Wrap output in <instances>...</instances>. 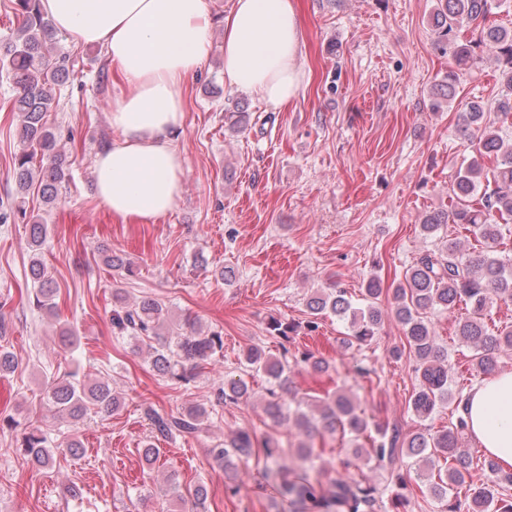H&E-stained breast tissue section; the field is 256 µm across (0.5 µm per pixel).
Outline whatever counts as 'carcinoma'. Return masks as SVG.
<instances>
[{
	"mask_svg": "<svg viewBox=\"0 0 512 512\" xmlns=\"http://www.w3.org/2000/svg\"><path fill=\"white\" fill-rule=\"evenodd\" d=\"M14 10L21 17L20 26L0 40V73L4 72L18 92L5 101V111L19 118L21 144L13 160L16 194L25 199L37 192L51 206L58 200L66 180V165L57 150L56 135L47 124V113L54 109L51 85L68 79V60L54 57L58 31L45 17L39 0H15ZM490 0H436L431 24L438 35L439 48L451 49L455 66L432 88L435 109L442 101H452L457 94L458 74L455 67L474 60L475 50L490 49L499 64L500 95L496 106L487 108L476 101L457 106L458 125L471 141L474 157L450 188L448 208L423 215L421 229L433 236L446 224H459L478 242V248L463 249L461 242L448 238L435 249L424 250L406 269L404 280L385 288L376 275L365 281L364 305L355 306L343 288L314 292L306 306L314 318L333 315L346 325L342 342L347 347L371 345L378 336L384 314L377 306L382 294L391 295L392 313L402 326L406 344L392 348L396 359L409 353L417 361L415 371L419 385L409 399L408 408L422 422L420 428L404 435L397 426L375 423L358 410L354 400L342 391L319 400L317 412L310 415L301 409L288 362L289 349L282 346L276 357L257 346L243 352V373L214 384L217 406L237 404L251 398L252 388L246 376L256 373L269 382L264 414L274 427L292 425L299 441L295 455L300 473L288 479L285 451L273 435L258 439L252 429L242 428L209 449L214 464L224 470L225 489L233 494L242 486L244 466L263 453L265 474L275 490L288 498L289 512H409L412 484H424L428 497L437 502V512H512V469L504 468L491 456L483 458L487 481H470L473 458L465 449L467 425L460 414L469 392L461 386H448V349L436 341L429 315L448 313L459 303L470 307L466 317L455 321L456 335L472 351L475 375L491 376L498 369L499 354L512 350V324L494 331L485 324L489 309L498 302H512V256L503 254L501 245L512 229V143L501 134L500 123L512 117V28L489 20ZM475 38L461 39V29ZM495 163L485 171L484 159ZM47 225L32 218L28 245L32 252L30 277L36 286L32 305L48 315L55 314L56 289L42 259ZM106 266L126 275L134 274V265L125 256L107 252ZM112 327L145 348L152 369L160 376L189 383L199 363L224 356V336L219 331H205L185 320L182 332L169 320V310L154 298L130 301L117 291L113 294ZM295 364H304L315 373L330 369V364L309 350L293 355ZM48 405L54 412L74 422L91 412L116 413L124 405L122 397L106 381L88 384L71 373L52 383L46 391ZM453 405L448 426L434 428L425 424L438 409ZM143 417L152 429L143 456L151 465L161 449L158 439H199L208 434L213 423L202 407L166 412L151 403L141 406ZM339 433L353 445V460L346 467L373 466L386 472L384 483L367 478L323 477L317 467L319 455L315 439ZM19 448L26 463L38 470L49 466L52 454L48 439L38 428L23 434ZM424 462L428 470L411 471L402 457ZM208 489L197 484L191 493L192 512H208Z\"/></svg>",
	"mask_w": 512,
	"mask_h": 512,
	"instance_id": "obj_1",
	"label": "carcinoma"
}]
</instances>
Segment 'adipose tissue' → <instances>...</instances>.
Masks as SVG:
<instances>
[{
	"label": "adipose tissue",
	"instance_id": "adipose-tissue-1",
	"mask_svg": "<svg viewBox=\"0 0 512 512\" xmlns=\"http://www.w3.org/2000/svg\"><path fill=\"white\" fill-rule=\"evenodd\" d=\"M44 14L80 42L106 49L121 84L111 113L120 137L97 154L94 189L122 224L169 213L184 177L174 135L182 128L185 79L207 54L208 0H40ZM298 0H235L224 20V79L284 107L307 85ZM468 433L502 466H512V370L474 385Z\"/></svg>",
	"mask_w": 512,
	"mask_h": 512
}]
</instances>
